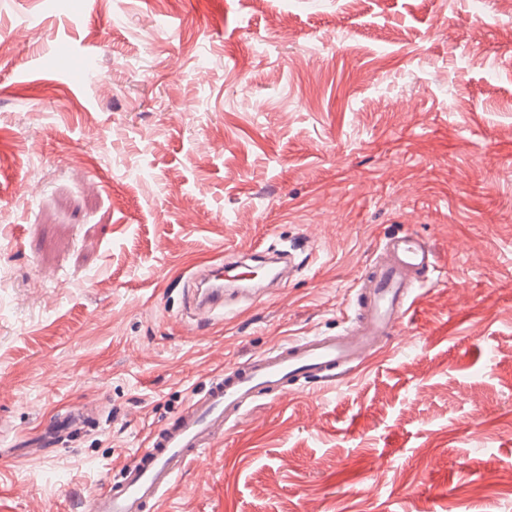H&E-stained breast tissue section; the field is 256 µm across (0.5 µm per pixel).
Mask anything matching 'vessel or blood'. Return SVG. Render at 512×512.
Listing matches in <instances>:
<instances>
[{
	"label": "vessel or blood",
	"mask_w": 512,
	"mask_h": 512,
	"mask_svg": "<svg viewBox=\"0 0 512 512\" xmlns=\"http://www.w3.org/2000/svg\"><path fill=\"white\" fill-rule=\"evenodd\" d=\"M292 259L255 247L226 250L223 262L202 265L186 288L183 328L197 335L235 299L254 302L284 289ZM440 271L438 253L418 234L385 236L354 288L347 327L331 335L279 339L241 362L207 376L202 389L108 482L85 499V512H159L191 461L222 442L254 404L279 400L336 381L365 365L401 334L404 320Z\"/></svg>",
	"instance_id": "obj_1"
}]
</instances>
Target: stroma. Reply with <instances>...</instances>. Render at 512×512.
<instances>
[{"label": "stroma", "instance_id": "obj_1", "mask_svg": "<svg viewBox=\"0 0 512 512\" xmlns=\"http://www.w3.org/2000/svg\"><path fill=\"white\" fill-rule=\"evenodd\" d=\"M50 3L0 0V512H80L204 374L341 331L406 231L442 268L401 348L258 401L162 512H512L499 0ZM272 243L286 290L183 335L182 276Z\"/></svg>", "mask_w": 512, "mask_h": 512}]
</instances>
